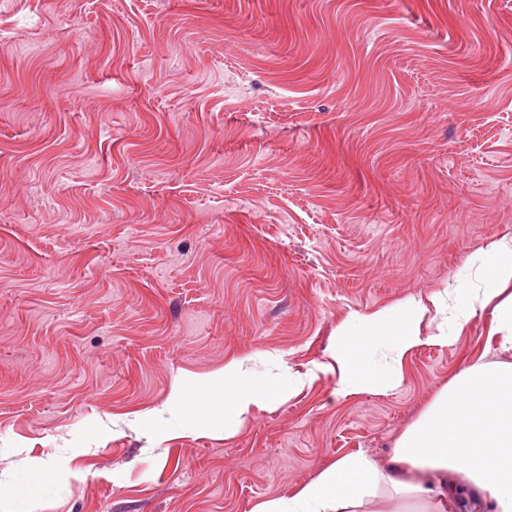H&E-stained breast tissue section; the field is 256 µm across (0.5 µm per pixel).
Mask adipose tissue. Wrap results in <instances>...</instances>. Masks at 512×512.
<instances>
[{"mask_svg":"<svg viewBox=\"0 0 512 512\" xmlns=\"http://www.w3.org/2000/svg\"><path fill=\"white\" fill-rule=\"evenodd\" d=\"M475 258L479 287L413 296L350 317L336 328L328 362L291 372V386L330 372L339 398L392 390L415 349L448 344L449 329L463 330L486 307L493 310L489 340L512 350V237ZM242 366L239 359L225 364L221 394L239 422L283 402L288 389H257L245 382ZM380 492L382 512H512V363L476 358L399 436L384 464L360 452L343 455L288 499L262 502L253 512H367Z\"/></svg>","mask_w":512,"mask_h":512,"instance_id":"1","label":"adipose tissue"}]
</instances>
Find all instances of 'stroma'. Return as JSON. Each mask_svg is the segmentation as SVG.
<instances>
[{
	"mask_svg": "<svg viewBox=\"0 0 512 512\" xmlns=\"http://www.w3.org/2000/svg\"><path fill=\"white\" fill-rule=\"evenodd\" d=\"M512 235V0H0V512H252L384 462L490 310L384 393L332 334ZM241 359H231L224 365V392L221 391L224 409L230 408L240 424L254 408L263 409L269 404L281 403L287 398L283 387L257 389L247 384L243 378Z\"/></svg>",
	"mask_w": 512,
	"mask_h": 512,
	"instance_id": "35a3bbf8",
	"label": "stroma"
}]
</instances>
